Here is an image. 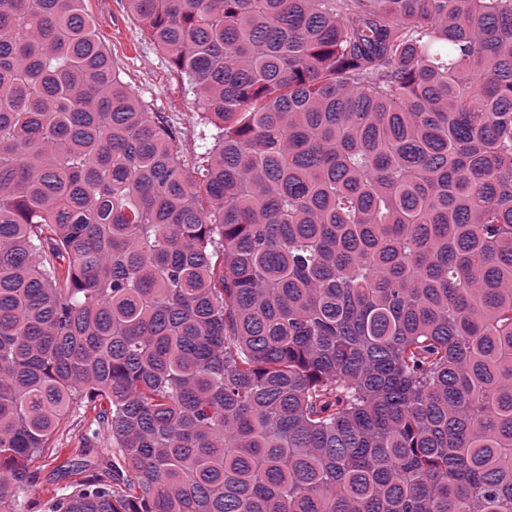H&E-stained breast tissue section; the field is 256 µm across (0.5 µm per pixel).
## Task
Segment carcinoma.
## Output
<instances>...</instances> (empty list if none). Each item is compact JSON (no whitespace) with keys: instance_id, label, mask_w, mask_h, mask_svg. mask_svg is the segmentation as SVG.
Instances as JSON below:
<instances>
[{"instance_id":"obj_1","label":"carcinoma","mask_w":512,"mask_h":512,"mask_svg":"<svg viewBox=\"0 0 512 512\" xmlns=\"http://www.w3.org/2000/svg\"><path fill=\"white\" fill-rule=\"evenodd\" d=\"M0 0V512H512V0ZM125 1L86 0L85 6L122 81L158 112L159 120L174 132L179 150L193 156L202 130L198 99L186 89L169 56L152 44L127 12ZM94 415L92 412H85L83 408H74L70 411L69 416L65 419L62 426L53 437L55 448H67L64 455L56 459L50 454L48 449L35 461L34 470H36V482L34 491L29 496L28 504L31 509L27 510V505L23 507L24 512H44V504L55 496L60 494L61 488L65 485H71L80 475H71L68 478H60L57 468L61 461L67 457L92 465L94 467H109L112 464V456L116 455V449L107 447L101 443H93L91 448L82 449L83 436L88 434L91 436L92 430L96 428L93 422Z\"/></svg>"}]
</instances>
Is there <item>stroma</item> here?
<instances>
[{
	"instance_id": "stroma-1",
	"label": "stroma",
	"mask_w": 512,
	"mask_h": 512,
	"mask_svg": "<svg viewBox=\"0 0 512 512\" xmlns=\"http://www.w3.org/2000/svg\"><path fill=\"white\" fill-rule=\"evenodd\" d=\"M86 10L108 46L122 81L172 129L179 150L194 155L201 131L200 105L177 75L169 56L152 44L141 24L127 12L125 0H86ZM93 418L92 412L72 409L54 435L53 444L65 449L71 459L106 467L112 462L113 448L101 443L87 449L82 446L84 436L95 428ZM59 464V459L49 453L36 460L30 512H44L45 503L65 486V479L58 475Z\"/></svg>"
}]
</instances>
